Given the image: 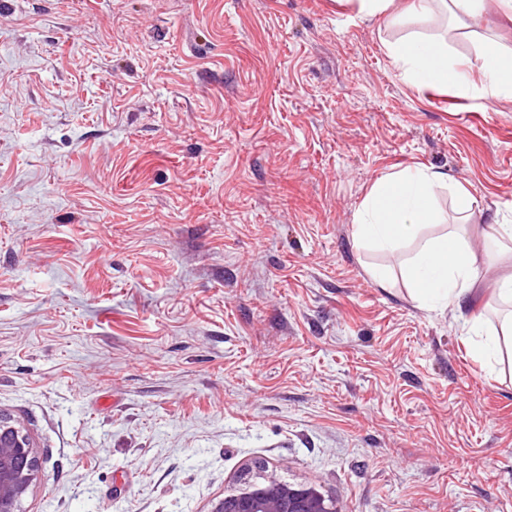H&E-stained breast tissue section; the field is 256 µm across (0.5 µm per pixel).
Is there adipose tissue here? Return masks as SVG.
<instances>
[{
    "label": "adipose tissue",
    "instance_id": "obj_1",
    "mask_svg": "<svg viewBox=\"0 0 512 512\" xmlns=\"http://www.w3.org/2000/svg\"><path fill=\"white\" fill-rule=\"evenodd\" d=\"M404 78L420 87L452 85L463 96L489 99L512 92V54L487 47L479 57L481 81L469 76L471 65L448 58V45L430 36H410L388 47ZM441 172L416 167L376 180L368 194L355 233L360 241L390 250L418 240L424 226L439 223L434 189ZM402 275L412 296L432 307L459 310L468 303L478 281L477 256L465 234L448 230L425 242Z\"/></svg>",
    "mask_w": 512,
    "mask_h": 512
}]
</instances>
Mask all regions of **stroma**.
Instances as JSON below:
<instances>
[{"label":"stroma","instance_id":"35a3bbf8","mask_svg":"<svg viewBox=\"0 0 512 512\" xmlns=\"http://www.w3.org/2000/svg\"><path fill=\"white\" fill-rule=\"evenodd\" d=\"M512 50L496 0L450 26L355 0H0V411L40 453L21 512H208L248 474L339 512H512V95L404 80L387 47ZM427 167L441 222L391 252L354 226L381 176ZM470 308L400 270L460 223ZM378 268L392 271L383 288ZM489 350H492L501 360L505 353L512 364V314L509 320L506 319L500 328L495 330L494 337L486 339L477 346L479 353Z\"/></svg>","mask_w":512,"mask_h":512}]
</instances>
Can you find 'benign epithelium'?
<instances>
[{
    "mask_svg": "<svg viewBox=\"0 0 512 512\" xmlns=\"http://www.w3.org/2000/svg\"><path fill=\"white\" fill-rule=\"evenodd\" d=\"M39 456L25 427L0 412V512H20L35 482ZM208 512H340L313 487L294 486L270 473L236 491L215 498Z\"/></svg>",
    "mask_w": 512,
    "mask_h": 512,
    "instance_id": "1",
    "label": "benign epithelium"
}]
</instances>
